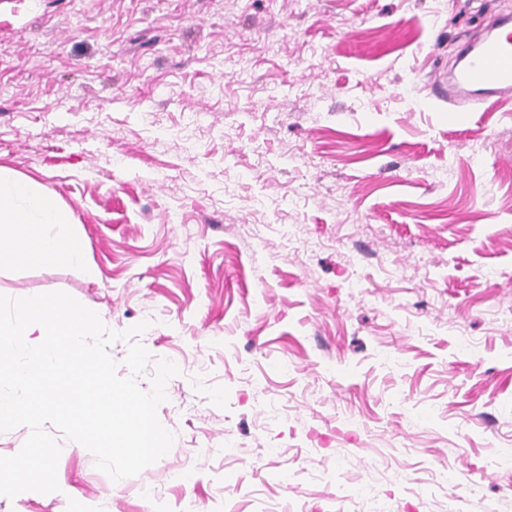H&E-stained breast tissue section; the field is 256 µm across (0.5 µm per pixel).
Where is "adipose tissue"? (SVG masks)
<instances>
[{
  "label": "adipose tissue",
  "mask_w": 512,
  "mask_h": 512,
  "mask_svg": "<svg viewBox=\"0 0 512 512\" xmlns=\"http://www.w3.org/2000/svg\"><path fill=\"white\" fill-rule=\"evenodd\" d=\"M66 218L29 181L0 173V257L9 256L28 264H48L64 258L85 266L80 247L69 234L59 231Z\"/></svg>",
  "instance_id": "1"
}]
</instances>
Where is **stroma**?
<instances>
[{"instance_id": "1", "label": "stroma", "mask_w": 512, "mask_h": 512, "mask_svg": "<svg viewBox=\"0 0 512 512\" xmlns=\"http://www.w3.org/2000/svg\"><path fill=\"white\" fill-rule=\"evenodd\" d=\"M512 0H0V169L97 270L0 261L179 369L171 450L0 512H512V100L452 112ZM153 488L162 501L143 495Z\"/></svg>"}]
</instances>
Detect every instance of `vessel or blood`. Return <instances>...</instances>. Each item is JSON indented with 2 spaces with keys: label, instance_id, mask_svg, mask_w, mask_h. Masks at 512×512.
<instances>
[{
  "label": "vessel or blood",
  "instance_id": "b4317fda",
  "mask_svg": "<svg viewBox=\"0 0 512 512\" xmlns=\"http://www.w3.org/2000/svg\"><path fill=\"white\" fill-rule=\"evenodd\" d=\"M464 56L458 70L436 74L432 81L434 89L447 90L449 105L476 106L512 96V19H500L494 35L468 46Z\"/></svg>",
  "mask_w": 512,
  "mask_h": 512
}]
</instances>
